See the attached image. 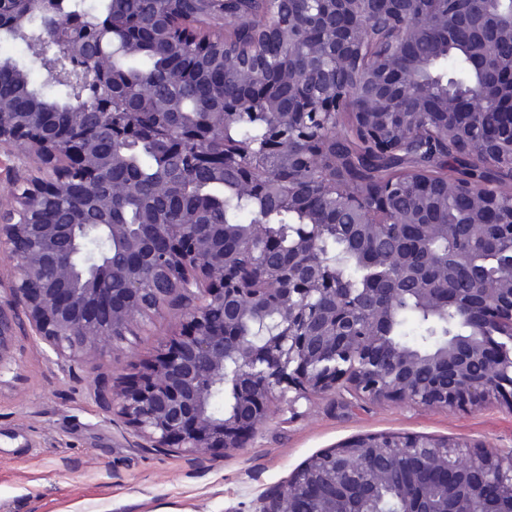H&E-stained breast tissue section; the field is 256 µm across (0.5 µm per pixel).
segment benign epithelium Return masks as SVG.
<instances>
[{
  "label": "benign epithelium",
  "mask_w": 512,
  "mask_h": 512,
  "mask_svg": "<svg viewBox=\"0 0 512 512\" xmlns=\"http://www.w3.org/2000/svg\"><path fill=\"white\" fill-rule=\"evenodd\" d=\"M273 0H158L156 24L129 28L110 14L106 23L88 14H61L56 0H0V36L21 30L32 13L49 15L38 57L50 80L81 87L76 103L52 107L29 89L24 71L0 59V149L13 158L11 198L0 204V257L8 260L9 297L0 299V374L11 369L9 338L26 323L64 362H84L105 343L124 342L155 315L175 307L184 331L165 345L153 366L121 392L97 391L106 412L133 428L154 448L191 459L207 448L239 447L241 436L266 420L275 397L293 407L301 399L344 388L370 402L460 407L495 399L512 408V273L479 283L460 299L452 287L467 257L448 266V252L436 244L452 237L445 224L425 225L391 219L388 197L370 201L348 193L322 154L298 142L265 136L250 164L236 171L237 191L257 201L251 224H204L206 185L224 177L227 149L214 148L219 135L246 112L265 113L271 125H300L314 112L336 116V106L365 127L397 119L401 128L423 126L435 111L403 109V97L418 95L421 75L433 62L416 59L398 71L401 57L431 27L443 33L464 23L453 0H313L326 13L252 26L254 5ZM485 27L471 41L467 58L477 79L463 87L433 80L448 127L443 152L457 150L468 136L454 121L490 107L512 110V12L501 0H477ZM123 33L118 52L134 54L146 44L182 55H204L215 40L255 39L259 51L276 61L270 73L241 64L224 51V68L238 72L240 95L224 97V72L200 86L199 107L177 121L180 105L161 101L150 112H124L115 106L124 86L114 64L113 38ZM335 72L341 82L310 98L304 76ZM162 138L179 157L181 179L162 172L156 179L159 204L137 224L112 223V201L135 192L127 151L136 143ZM281 160L262 172L266 160ZM479 158L490 170L482 185L462 189L455 182L432 185L439 200L453 199L473 217L470 225L495 223L493 204L500 180L512 181V124L489 129ZM278 198L317 218L311 203L325 197L364 213L346 227L354 236L386 238L390 224L406 226L413 247L363 254L381 268L385 287L370 282L361 293L372 300V314L341 288L336 271L317 259L314 224L304 240L284 244L267 234L264 211L270 205L266 181ZM117 243L124 261L113 267ZM267 254L277 264L264 262ZM430 272L440 288H417L431 309H464L469 336H454L428 354L386 336L388 312L406 292L402 283ZM257 333L240 334L244 319ZM230 386L229 408L220 414L213 401ZM403 459L405 478L397 505L374 507L393 484L390 463ZM512 488V448L471 449L422 436L372 435L327 451L298 472L288 485L265 498L259 512H496Z\"/></svg>",
  "instance_id": "benign-epithelium-1"
}]
</instances>
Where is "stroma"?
I'll list each match as a JSON object with an SVG mask.
<instances>
[{
    "label": "stroma",
    "mask_w": 512,
    "mask_h": 512,
    "mask_svg": "<svg viewBox=\"0 0 512 512\" xmlns=\"http://www.w3.org/2000/svg\"><path fill=\"white\" fill-rule=\"evenodd\" d=\"M166 311L130 342L64 367L31 329H16L14 370L0 374V512H255L320 453L374 434L512 448V408L406 406L329 392L296 408L273 402L268 421L235 450L193 463L148 448L99 402L153 359L178 327Z\"/></svg>",
    "instance_id": "35a3bbf8"
}]
</instances>
